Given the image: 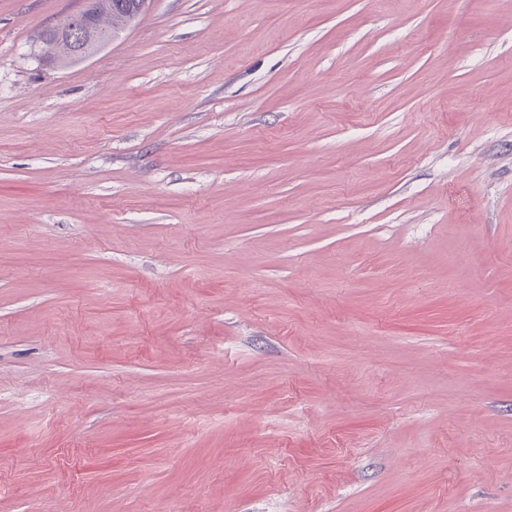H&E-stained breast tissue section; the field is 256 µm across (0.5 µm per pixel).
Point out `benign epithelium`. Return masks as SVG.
Masks as SVG:
<instances>
[{
    "mask_svg": "<svg viewBox=\"0 0 512 512\" xmlns=\"http://www.w3.org/2000/svg\"><path fill=\"white\" fill-rule=\"evenodd\" d=\"M91 16L80 12L52 26L56 36L42 32L39 37L40 56L48 61L61 57L62 48H67L70 58L82 61L100 51L111 41L107 27L90 24Z\"/></svg>",
    "mask_w": 512,
    "mask_h": 512,
    "instance_id": "1",
    "label": "benign epithelium"
}]
</instances>
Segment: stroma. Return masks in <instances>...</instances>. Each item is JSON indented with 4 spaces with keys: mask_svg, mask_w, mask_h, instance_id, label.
<instances>
[{
    "mask_svg": "<svg viewBox=\"0 0 512 512\" xmlns=\"http://www.w3.org/2000/svg\"><path fill=\"white\" fill-rule=\"evenodd\" d=\"M0 0V512H512V0ZM93 16L95 19L97 14L88 15L82 11L48 27L47 29L56 31V37H49L47 29L44 30L38 37L42 59L54 61L61 57L64 46L67 48L69 57L77 61H82L100 51L111 41V31L107 27L90 24L89 21ZM91 29L95 31L94 38L85 43V34Z\"/></svg>",
    "mask_w": 512,
    "mask_h": 512,
    "instance_id": "35a3bbf8",
    "label": "stroma"
}]
</instances>
